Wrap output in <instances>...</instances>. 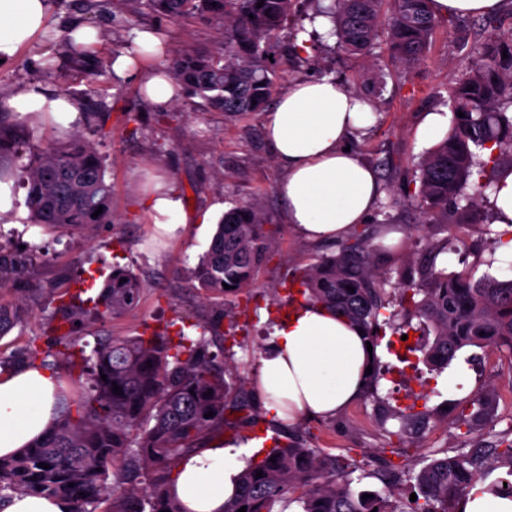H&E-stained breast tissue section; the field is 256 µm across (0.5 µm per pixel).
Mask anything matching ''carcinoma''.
I'll use <instances>...</instances> for the list:
<instances>
[{
	"instance_id": "cac0c4a2",
	"label": "carcinoma",
	"mask_w": 512,
	"mask_h": 512,
	"mask_svg": "<svg viewBox=\"0 0 512 512\" xmlns=\"http://www.w3.org/2000/svg\"><path fill=\"white\" fill-rule=\"evenodd\" d=\"M431 0H331L310 20L323 16L333 24L330 35L349 57L373 53L383 43L388 66L414 68L427 56L431 38L442 24ZM302 0H112L131 17L149 15L175 22H217L224 41L216 51H177L169 59L173 78L192 95L226 116L265 111L288 65L301 58L307 40L277 35L286 20L300 10ZM76 6L116 19L102 0H76ZM507 58H502V53ZM65 57L78 70L91 68L89 47L67 41ZM473 90H468V87ZM450 129L418 163V190L408 194L425 224H448V208L461 221L474 224V211L497 191L498 155L512 152V29L497 34L473 50L450 89ZM464 117H458V113ZM19 173L27 189L33 224L71 234H90L113 224L112 183L90 143L77 137L36 146L22 126L0 119V176ZM102 209L97 217L95 210ZM264 213L257 202L237 204L224 212L210 245L190 281L204 295L227 296L250 287L269 252ZM455 233L431 246L421 280L397 283L400 303L419 317L407 329L433 336L420 352L423 360L446 367L471 346L489 347L512 355V280L489 274L474 277L469 268L447 272V254L455 250ZM23 277V269L0 253V289ZM125 282H120V279ZM229 288H224V285ZM302 286L308 300L348 318L366 334L372 347L380 331L392 323L385 315L386 299L372 263L368 234L339 245L336 256L309 268ZM355 292H350V288ZM141 282L130 270L114 266L90 309L61 303L65 311L58 341L60 359L69 363L74 329L87 320L118 319L133 310ZM22 317V309L0 305V335ZM179 333L175 345L155 333L98 340L90 354L82 353L78 398L64 395L59 420L42 440L19 453L0 457V504L14 494L41 493L63 498L72 512L106 499L107 512H185L170 495L178 462L200 447L224 425L226 416L245 413L254 422L243 383L226 376L214 364L209 339ZM107 379H101V375ZM121 393H113V386ZM211 395H206V392ZM212 412L214 416L205 417ZM426 414L413 408L394 409L389 418L400 427ZM512 428L499 447L488 453L472 445L454 455L430 459L414 475L416 501L401 505L391 493L351 488L358 466L336 469V463L300 441H274L262 456L251 459L238 480L240 492L224 502V512H271L279 500L297 502L299 512H454L456 501L476 485L481 471L506 469L494 487L512 497ZM49 468L44 469L40 464ZM263 476L256 477L257 472Z\"/></svg>"
}]
</instances>
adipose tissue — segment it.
Here are the masks:
<instances>
[{
    "label": "adipose tissue",
    "instance_id": "1",
    "mask_svg": "<svg viewBox=\"0 0 512 512\" xmlns=\"http://www.w3.org/2000/svg\"><path fill=\"white\" fill-rule=\"evenodd\" d=\"M50 0H0V60L7 61L47 25ZM120 80L137 81L154 106L180 97L181 85L164 66H141L128 55L112 63ZM10 106L29 122L49 113L65 130L81 121L80 101L38 84L17 89ZM376 112L346 86L331 79L292 83L264 116L266 141L284 177L276 191L291 231L306 240H336L364 223L382 195L376 172L347 144L373 126ZM141 202L155 233L174 240L196 216L184 208L175 185L162 178L143 188ZM271 351L254 378L274 422L301 415L331 416L357 399L372 361L364 332L325 306L305 302L276 326ZM57 375L40 365L0 368V457L19 452L56 422ZM243 450L214 440L185 458L172 490L186 512H224L241 471Z\"/></svg>",
    "mask_w": 512,
    "mask_h": 512
}]
</instances>
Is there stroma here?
I'll return each instance as SVG.
<instances>
[{
	"label": "stroma",
	"mask_w": 512,
	"mask_h": 512,
	"mask_svg": "<svg viewBox=\"0 0 512 512\" xmlns=\"http://www.w3.org/2000/svg\"><path fill=\"white\" fill-rule=\"evenodd\" d=\"M77 20L100 23L99 17L76 10L72 0H54L48 24L55 33L54 42L35 38L16 57L0 63V91L9 97L19 85L33 83L80 98L87 89L96 90L99 114L82 119L77 132L104 159L118 222L100 227L90 237H61L27 221L0 223V251L26 267L20 283L0 290V304L24 310L23 321L0 337V357L34 351L37 360L53 364L71 394H78V368L56 357L61 315L53 296L62 293L68 301H76L92 282L103 280L112 266L119 265L141 282L138 305L122 318L79 329V336L90 343L98 336H136L150 327L174 342L177 323L210 324L207 337L212 349L226 359L234 374L244 378L256 419L252 425L227 421L222 428L225 439L239 445L258 441L267 448L275 438L304 436L310 447L324 454L364 464L367 476L362 488L390 491L393 499L402 502L413 493L412 476L425 459L461 448L464 439L452 418L467 408L475 394L492 393L493 401L473 439L488 450L497 446L512 419V357L488 348H465L438 372L418 359L398 362L381 346L377 357L387 372L374 395L361 396L333 416L300 417L284 424L269 420L264 399L252 383L259 359L272 345L275 324L303 300L295 290L298 275L319 259L337 254L338 246L307 242L289 230L276 193L281 174L264 137L262 116L227 117L187 93L166 110H156L148 106L135 82L115 80L108 71L93 75L68 69L64 40ZM143 28L159 32L170 52L209 51L221 37L214 24L180 25L145 16L128 27L101 33L92 51L103 62H111L114 53L124 50ZM494 33L479 18H451L435 31L424 64L396 73L385 68L386 50H376L374 58L365 61L354 59L340 53L335 38L328 36L318 51L317 66L291 67L284 75L288 83L326 76L377 105L373 127L350 146L377 171L384 188L388 208L382 214L371 213V220L387 217L389 226L403 233L397 245L374 253L382 279H419L431 245L447 236L443 225L421 223L404 196L426 151L416 139V130L426 112L447 108L448 91L462 59ZM135 109L140 112L139 121H126V112ZM137 171L171 180L183 201L192 202L194 213L203 216V223L188 225L181 238L166 245L151 244V226L132 178ZM246 201L260 203L272 248L253 287L235 296L205 298L193 287L187 271L208 248L224 210ZM478 216L479 223L462 224L456 213H449L448 222L455 224L460 239L458 253L448 256L449 270H458L463 256L477 274L512 278V271L493 259L500 246L484 233V222L494 218L492 210L483 208ZM408 405L429 410L430 417L403 433L386 414Z\"/></svg>",
	"instance_id": "35a3bbf8"
}]
</instances>
